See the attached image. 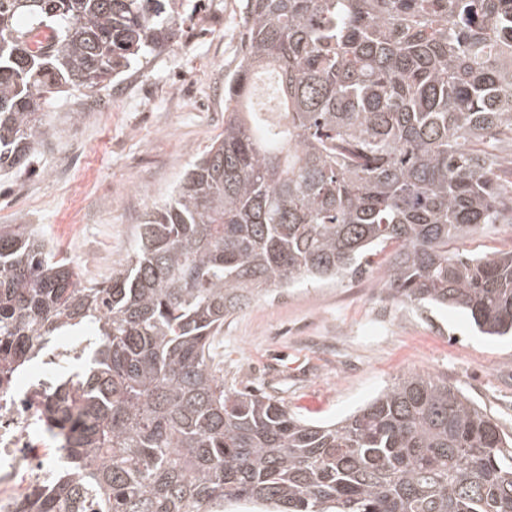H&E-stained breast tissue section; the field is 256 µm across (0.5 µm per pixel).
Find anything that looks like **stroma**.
I'll use <instances>...</instances> for the list:
<instances>
[{"instance_id": "obj_1", "label": "stroma", "mask_w": 512, "mask_h": 512, "mask_svg": "<svg viewBox=\"0 0 512 512\" xmlns=\"http://www.w3.org/2000/svg\"><path fill=\"white\" fill-rule=\"evenodd\" d=\"M245 0H179L180 30L155 56L87 98L61 93L28 170H0V224L33 225L81 277L129 259L136 227L224 132V84L244 56ZM459 247L512 250V224ZM366 273L280 289L224 320L214 351L226 386L274 396L313 421L341 418L411 372L462 389L512 432V338L483 336L462 311L390 299Z\"/></svg>"}]
</instances>
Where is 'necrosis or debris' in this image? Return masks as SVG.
Returning <instances> with one entry per match:
<instances>
[{
    "label": "necrosis or debris",
    "instance_id": "obj_1",
    "mask_svg": "<svg viewBox=\"0 0 512 512\" xmlns=\"http://www.w3.org/2000/svg\"><path fill=\"white\" fill-rule=\"evenodd\" d=\"M78 345L55 351L0 388V512H20L28 490L44 485L59 464L48 447L43 400L57 366L77 356Z\"/></svg>",
    "mask_w": 512,
    "mask_h": 512
}]
</instances>
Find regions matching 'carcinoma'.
<instances>
[{
    "label": "carcinoma",
    "instance_id": "1",
    "mask_svg": "<svg viewBox=\"0 0 512 512\" xmlns=\"http://www.w3.org/2000/svg\"><path fill=\"white\" fill-rule=\"evenodd\" d=\"M176 4L0 0V168H27L59 93L167 46ZM243 29L224 134L108 280L0 224V383L90 335L45 399L63 463L24 512H512V435L447 380L411 373L313 423L224 385L211 349L251 299L388 248L389 297L512 332V251L455 247L512 224V0H246ZM266 69L284 129L250 109Z\"/></svg>",
    "mask_w": 512,
    "mask_h": 512
}]
</instances>
